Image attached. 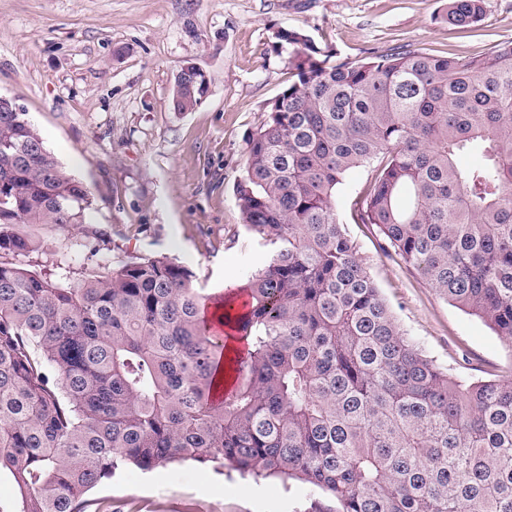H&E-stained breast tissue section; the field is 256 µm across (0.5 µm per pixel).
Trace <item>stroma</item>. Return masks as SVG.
Returning a JSON list of instances; mask_svg holds the SVG:
<instances>
[{
  "mask_svg": "<svg viewBox=\"0 0 512 512\" xmlns=\"http://www.w3.org/2000/svg\"><path fill=\"white\" fill-rule=\"evenodd\" d=\"M447 0H0V95L13 99L59 163L91 191L96 261L176 259L204 295L247 286L268 260L234 197L246 139L287 85L291 54L273 34L300 30L340 61L405 46L480 58L512 41V0H485L482 22L457 29ZM201 68L206 96L171 106L180 67ZM372 177L350 172L336 214L407 336L463 380L512 370V345L442 298L376 226L355 223L351 203ZM30 270L48 272L82 234L34 227ZM100 512H310L295 480L217 473L191 463L128 468L93 493Z\"/></svg>",
  "mask_w": 512,
  "mask_h": 512,
  "instance_id": "stroma-1",
  "label": "stroma"
}]
</instances>
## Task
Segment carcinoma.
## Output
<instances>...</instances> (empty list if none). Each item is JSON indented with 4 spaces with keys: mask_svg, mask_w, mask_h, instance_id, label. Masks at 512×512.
Returning a JSON list of instances; mask_svg holds the SVG:
<instances>
[{
    "mask_svg": "<svg viewBox=\"0 0 512 512\" xmlns=\"http://www.w3.org/2000/svg\"><path fill=\"white\" fill-rule=\"evenodd\" d=\"M484 0H448L473 28ZM293 77L247 139L234 187L266 266L223 313L247 343L218 393L226 338L166 256L45 275L23 228L87 223L91 192L26 112H0V512H88L125 465L193 461L297 479L317 512H512V373L465 383L410 340L336 215L374 175L361 224L448 302L512 343V41L481 58L403 46L368 60L280 29ZM197 85L172 99L199 104ZM479 151L483 163H462Z\"/></svg>",
    "mask_w": 512,
    "mask_h": 512,
    "instance_id": "cac0c4a2",
    "label": "carcinoma"
}]
</instances>
